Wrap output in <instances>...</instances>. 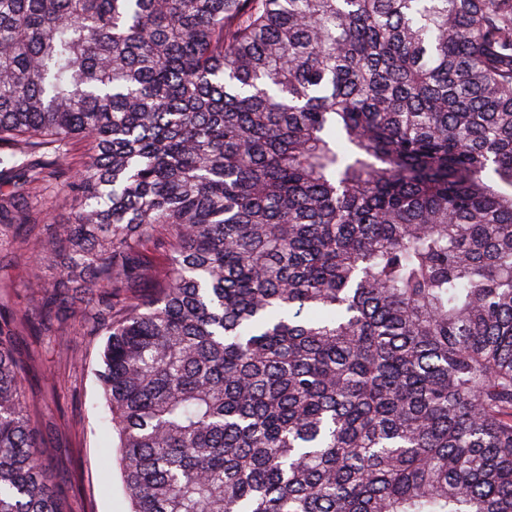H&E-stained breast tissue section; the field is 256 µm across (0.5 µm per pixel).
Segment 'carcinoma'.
<instances>
[{
	"label": "carcinoma",
	"mask_w": 512,
	"mask_h": 512,
	"mask_svg": "<svg viewBox=\"0 0 512 512\" xmlns=\"http://www.w3.org/2000/svg\"><path fill=\"white\" fill-rule=\"evenodd\" d=\"M17 224L0 512L62 312L131 512H512V0H0ZM13 239V251L16 255L21 254L26 260L15 263L9 269L7 288H3V271H0V304L24 311L30 305V300L34 295L33 292L36 291L28 286V261L30 260L31 263L34 259L35 241L30 238L15 236Z\"/></svg>",
	"instance_id": "cac0c4a2"
}]
</instances>
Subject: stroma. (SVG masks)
<instances>
[{
	"label": "stroma",
	"instance_id": "35a3bbf8",
	"mask_svg": "<svg viewBox=\"0 0 512 512\" xmlns=\"http://www.w3.org/2000/svg\"><path fill=\"white\" fill-rule=\"evenodd\" d=\"M13 250L22 260L9 269L0 304L22 311L33 296L28 262L35 255V242L14 238ZM18 342L30 362L27 400L42 419L41 459L58 477L67 512H128L112 428L92 373L101 337L84 335L74 322L65 335L25 334Z\"/></svg>",
	"mask_w": 512,
	"mask_h": 512
}]
</instances>
